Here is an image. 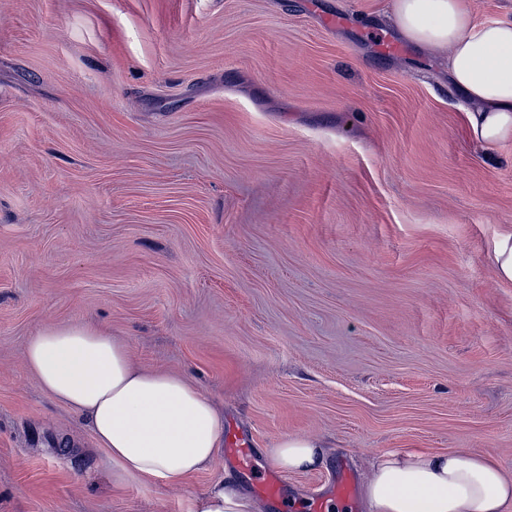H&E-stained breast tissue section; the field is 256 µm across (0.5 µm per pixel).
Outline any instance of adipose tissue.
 <instances>
[{"instance_id": "adipose-tissue-1", "label": "adipose tissue", "mask_w": 512, "mask_h": 512, "mask_svg": "<svg viewBox=\"0 0 512 512\" xmlns=\"http://www.w3.org/2000/svg\"><path fill=\"white\" fill-rule=\"evenodd\" d=\"M387 25L421 49H447L449 86L467 105L475 142L512 141V17L477 21L470 0H393ZM26 357L41 387L84 419L116 479L182 484L224 439V420L197 385L135 367L127 344L101 327H45L31 336ZM267 455L288 473L326 464L323 441L299 435L280 437ZM364 498L368 512H512V478L462 451L386 452L371 465ZM256 509L227 474L194 499L191 512Z\"/></svg>"}]
</instances>
